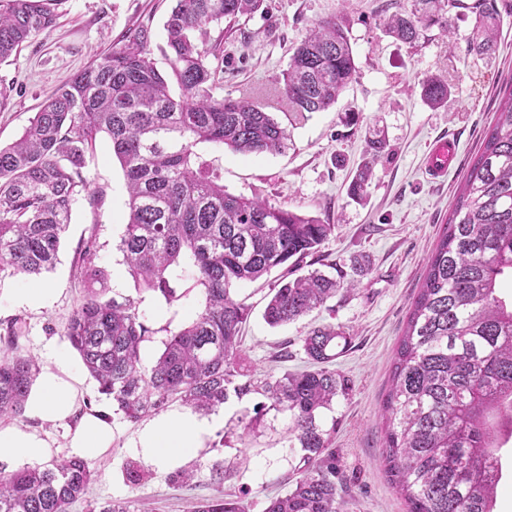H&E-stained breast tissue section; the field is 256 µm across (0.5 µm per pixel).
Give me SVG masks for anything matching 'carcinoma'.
I'll use <instances>...</instances> for the list:
<instances>
[{
  "label": "carcinoma",
  "instance_id": "1",
  "mask_svg": "<svg viewBox=\"0 0 512 512\" xmlns=\"http://www.w3.org/2000/svg\"><path fill=\"white\" fill-rule=\"evenodd\" d=\"M63 0H0V61L30 39L50 31ZM264 0H175L165 22L166 60L157 68L147 30L57 85L20 139L0 147V276H39L51 270L71 223L73 205L88 194L96 205L103 191L89 192L86 157L99 134L107 135L124 172L128 219L115 249L136 291L151 292L171 305L191 289L178 288L181 261H189L202 301L193 320L169 332L164 350L149 367L141 344L152 329L140 300L109 295L107 277L95 263L88 240L74 263L85 285L84 302L71 314L62 336L112 399L115 413L130 422L178 399L211 414L229 392L250 393L266 402L255 416L238 418L250 435L263 414L288 418L282 441L302 452L298 477L286 493L266 501L263 512H344L347 478L330 450L334 428L324 417L348 395L347 380L331 368L349 337L328 324L300 338L311 368L281 376H255L240 349L247 306L233 286L256 280L277 267L287 275L270 288L263 318L271 327L294 322L343 288L342 274L319 268L295 274L320 251L335 225L326 224L254 195L224 189L221 173L196 152L208 143L235 154L277 153L287 147L288 129L267 105L250 98L213 94L222 49L206 46L209 24L227 23L259 11ZM478 0L469 51L495 50L502 13L512 0ZM461 0H410L385 24L396 40L414 45L437 26L448 29V9ZM356 64L344 18L314 23L294 46L280 83L288 111L323 112L352 82ZM176 82L179 94L170 90ZM454 90L448 78L428 76L420 97L445 107ZM371 166L364 163L348 195L364 196ZM512 91L497 109L482 153L470 167L427 261V272L396 351L381 418L383 463L408 512H495L502 477L499 448L512 440ZM24 324H7L0 347V418L25 411L37 362L18 346ZM231 471L210 470L216 494L192 503L189 512H242L240 501L219 491ZM136 488L148 478L137 462L123 468ZM96 472L80 458L53 459L13 472L0 469V512H70L85 501ZM87 512H147L128 501H86Z\"/></svg>",
  "mask_w": 512,
  "mask_h": 512
}]
</instances>
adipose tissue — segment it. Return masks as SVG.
<instances>
[{"label": "adipose tissue", "mask_w": 512, "mask_h": 512, "mask_svg": "<svg viewBox=\"0 0 512 512\" xmlns=\"http://www.w3.org/2000/svg\"><path fill=\"white\" fill-rule=\"evenodd\" d=\"M81 380L65 352H57L32 391L27 408L47 424L62 422L73 414ZM213 424L185 412L173 411L144 426L132 440L129 451L158 471H173L203 448ZM113 427L97 413L84 414L69 437L70 454L84 460H97L111 448ZM49 453L48 444L35 432L16 425L0 426V459L38 462Z\"/></svg>", "instance_id": "obj_1"}]
</instances>
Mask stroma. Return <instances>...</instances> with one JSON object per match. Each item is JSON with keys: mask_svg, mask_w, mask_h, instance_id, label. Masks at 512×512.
<instances>
[{"mask_svg": "<svg viewBox=\"0 0 512 512\" xmlns=\"http://www.w3.org/2000/svg\"><path fill=\"white\" fill-rule=\"evenodd\" d=\"M474 2L463 0L462 7L449 11L447 30L432 28L413 47L387 35L384 27L386 12L407 7L408 0H266L267 12L241 19L233 32L220 25L207 27L210 41L221 42L224 50L215 96L266 101L279 96L278 81L290 51L312 24L331 15L346 19L356 63L354 79L327 111L297 119L286 109L276 110V118L290 132L285 152L244 157L211 145L199 146L198 151L220 170L228 192L256 193L273 205L335 226L321 253L355 281V290L339 292L325 307L276 328L263 319L274 276L238 284L235 295L250 308L241 350L252 363L274 374L305 366L300 338L311 328L333 324L350 334V345L335 361L350 390L336 403L332 435L336 465L350 481L348 512H406L381 464L380 413L392 359L441 226L495 120L499 89L512 78V15L501 21L492 58L467 52L475 25ZM172 6L173 0H65L53 30L0 62V84L10 90L7 105L0 108V145L12 144L58 84L108 52L128 29L149 30L153 57L159 68H166L164 23ZM445 73L458 78L451 99L447 106L428 107L420 98L419 83ZM352 112L359 120L346 124L345 117ZM375 136L386 139L388 150L372 167L366 197L355 202L347 198L346 188L368 157V138ZM443 136L458 141L459 156L447 178L434 183L422 169L433 141ZM86 173L91 189L103 190L104 197L95 208L84 199L74 204L56 266L36 278H0V336L8 321L22 318L27 329L18 344L42 367L60 349L73 368L83 367L61 334L83 297L84 285L73 263L80 242L95 238V262L106 271L113 292H135L114 248L126 222L127 194L106 137H99L87 156ZM360 259L367 260L366 270H356ZM40 286L52 290L47 304L32 308L23 303L24 289ZM201 300L200 291L193 289L169 307L163 299L144 293L140 309L157 333L142 344L143 365H152L163 349L166 336L160 326L187 325ZM261 400L258 394L229 398L220 410L221 426L188 461L198 471L189 487L175 484L171 473L155 470L140 487L127 485L122 469L132 459L128 447L138 427L114 418L112 447L95 463L98 475L89 499H143L157 512H184L187 500L213 494L209 470L220 462L233 472L224 482L225 492L240 498L244 512H262L268 497L292 484L300 454L279 443L277 432L286 425L282 418L265 416L256 438L233 434L238 417Z\"/></svg>", "mask_w": 512, "mask_h": 512, "instance_id": "obj_1", "label": "stroma"}]
</instances>
